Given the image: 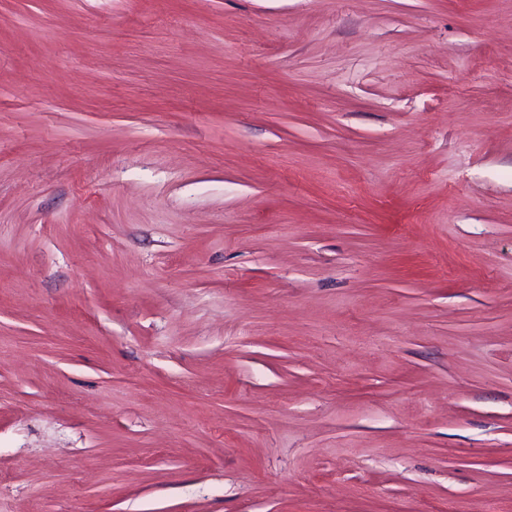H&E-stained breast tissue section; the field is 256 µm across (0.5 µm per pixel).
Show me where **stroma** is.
<instances>
[{"label":"stroma","mask_w":512,"mask_h":512,"mask_svg":"<svg viewBox=\"0 0 512 512\" xmlns=\"http://www.w3.org/2000/svg\"><path fill=\"white\" fill-rule=\"evenodd\" d=\"M0 512H512V0H0Z\"/></svg>","instance_id":"obj_1"}]
</instances>
